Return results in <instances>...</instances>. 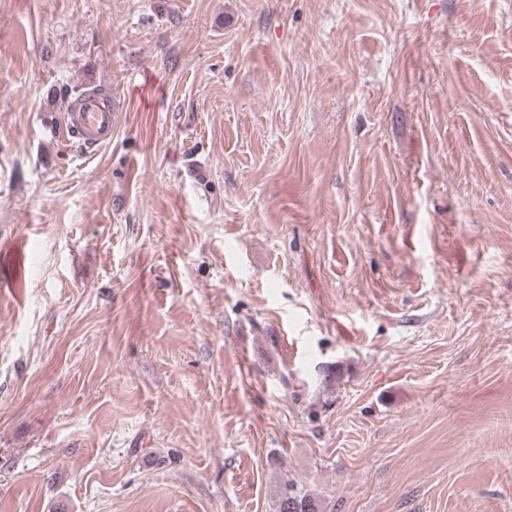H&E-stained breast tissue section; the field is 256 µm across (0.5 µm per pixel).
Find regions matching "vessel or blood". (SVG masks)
I'll return each mask as SVG.
<instances>
[{"instance_id":"1","label":"vessel or blood","mask_w":512,"mask_h":512,"mask_svg":"<svg viewBox=\"0 0 512 512\" xmlns=\"http://www.w3.org/2000/svg\"><path fill=\"white\" fill-rule=\"evenodd\" d=\"M116 117L111 94L92 92L67 102L62 133L89 158L111 145Z\"/></svg>"}]
</instances>
